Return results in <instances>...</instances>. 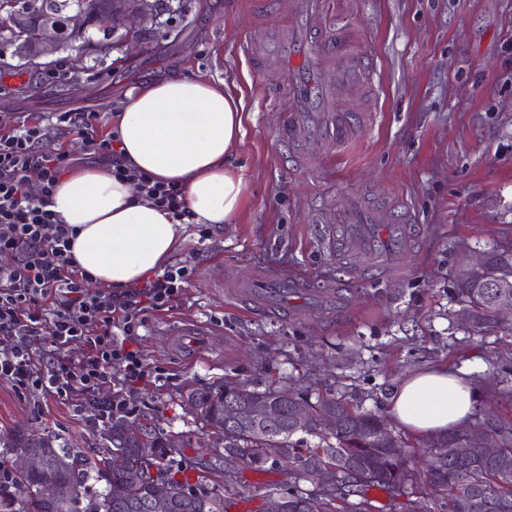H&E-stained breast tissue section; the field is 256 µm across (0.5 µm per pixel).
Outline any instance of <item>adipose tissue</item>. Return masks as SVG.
<instances>
[{"label":"adipose tissue","mask_w":512,"mask_h":512,"mask_svg":"<svg viewBox=\"0 0 512 512\" xmlns=\"http://www.w3.org/2000/svg\"><path fill=\"white\" fill-rule=\"evenodd\" d=\"M116 125L124 161L179 184L196 223H235L246 194L242 176L228 162L242 133L240 98L220 83L164 74L126 93ZM49 208L74 228L72 262L95 286L124 288L154 275L185 231L140 201L133 183L101 166L63 174ZM476 395L466 373L429 368L399 384L388 412L413 435H442L470 420Z\"/></svg>","instance_id":"ef3b65f1"}]
</instances>
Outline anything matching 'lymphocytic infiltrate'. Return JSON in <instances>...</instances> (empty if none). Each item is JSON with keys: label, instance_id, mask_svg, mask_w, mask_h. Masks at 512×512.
Here are the masks:
<instances>
[{"label": "lymphocytic infiltrate", "instance_id": "1", "mask_svg": "<svg viewBox=\"0 0 512 512\" xmlns=\"http://www.w3.org/2000/svg\"><path fill=\"white\" fill-rule=\"evenodd\" d=\"M59 121L78 136L83 152L111 163L117 179L134 183L141 200L176 220L190 218L178 184L123 163L117 135L96 134L98 113H64ZM39 140L36 124L0 135V382L21 395L77 403L111 385L113 364H121L124 384L147 377L135 347L142 315L181 297L191 271L176 264L126 288L88 290V275L71 264L74 230L48 208L72 157L65 150L40 151ZM77 340L86 352L74 359L69 348ZM39 344L48 358H36Z\"/></svg>", "mask_w": 512, "mask_h": 512}]
</instances>
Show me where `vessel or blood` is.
<instances>
[{"mask_svg":"<svg viewBox=\"0 0 512 512\" xmlns=\"http://www.w3.org/2000/svg\"><path fill=\"white\" fill-rule=\"evenodd\" d=\"M330 0H277L276 14L290 18V25L272 22L252 28L241 52L254 71L264 78L283 75L278 84L259 86L261 111L279 115L277 135L303 170L313 169L317 159L338 151L355 126L372 124L373 114H356L341 103L345 94L370 86L374 71L365 62L362 42L352 40L343 25L328 23ZM379 212L369 210L358 195L346 196L336 226L341 235L331 249L360 261L394 265L411 252L413 233L409 224L389 225L377 234ZM228 294L256 307L281 310L290 298L302 296L325 306L335 294L311 287L300 276H287L262 267L228 277Z\"/></svg>","mask_w":512,"mask_h":512,"instance_id":"obj_1","label":"vessel or blood"}]
</instances>
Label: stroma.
<instances>
[{"mask_svg": "<svg viewBox=\"0 0 512 512\" xmlns=\"http://www.w3.org/2000/svg\"><path fill=\"white\" fill-rule=\"evenodd\" d=\"M156 4L157 22L132 37L91 28L86 68L71 84L21 67L14 46L0 44V130L38 124L40 150H71L80 166L93 159L65 134L61 113H101L99 133H111L125 91L167 72L225 83L243 101V133L231 157L246 183L239 219L211 226L206 238L199 225L187 226L172 259L191 267L190 284L169 307L147 311L139 330L148 380L126 386L113 366L103 396L121 393L131 417L184 436L178 463L191 474L220 454L188 401L197 388H290L387 417L391 394L411 372L445 365L482 383L491 352L512 350V335L470 336L454 319V292L471 256L512 240V51L505 49L512 0H335L336 21L365 43L378 72V112L310 171L278 139L276 113L259 110L258 77L240 51L247 31L266 20L265 0ZM351 190L410 211L418 245L398 270L363 268L330 252L336 205ZM253 265L340 289L348 308L287 320L247 308L209 278ZM200 322L214 332L210 348L179 355L174 330ZM99 428L83 407L0 385V433L48 429L94 457ZM295 483L285 466L258 471L240 459L231 473L208 474L203 486L228 512H264V486ZM296 484L321 494L316 481Z\"/></svg>", "mask_w": 512, "mask_h": 512, "instance_id": "1", "label": "stroma"}]
</instances>
